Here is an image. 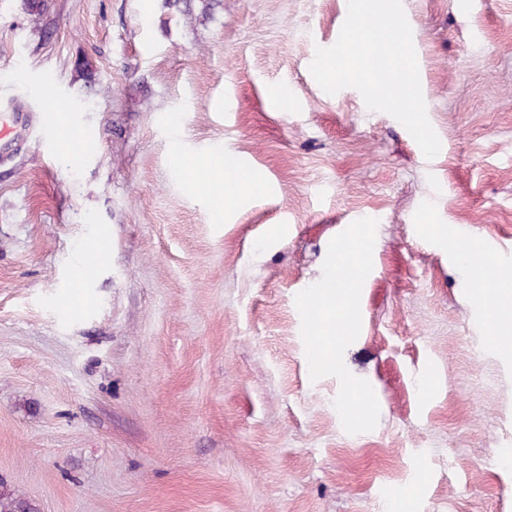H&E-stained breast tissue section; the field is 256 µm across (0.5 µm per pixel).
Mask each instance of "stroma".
<instances>
[{
  "label": "stroma",
  "instance_id": "obj_1",
  "mask_svg": "<svg viewBox=\"0 0 512 512\" xmlns=\"http://www.w3.org/2000/svg\"><path fill=\"white\" fill-rule=\"evenodd\" d=\"M47 2L0 0V115L24 108L0 140V478L39 512H395L412 487L414 512H512V354L448 251L512 256V0H403L431 160L312 77L347 0ZM44 87L96 143L77 160ZM178 150L266 189L219 214ZM349 229L369 248L319 371L307 303Z\"/></svg>",
  "mask_w": 512,
  "mask_h": 512
}]
</instances>
